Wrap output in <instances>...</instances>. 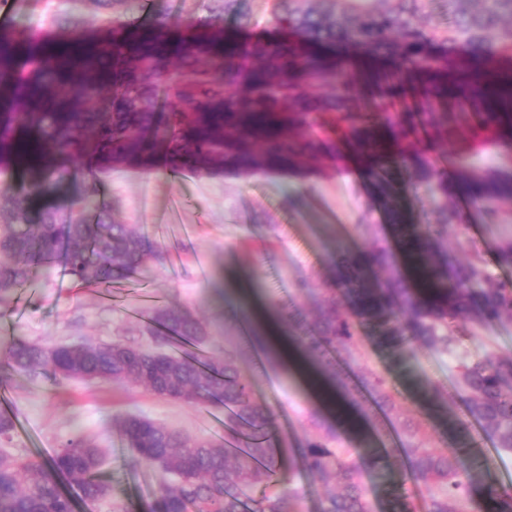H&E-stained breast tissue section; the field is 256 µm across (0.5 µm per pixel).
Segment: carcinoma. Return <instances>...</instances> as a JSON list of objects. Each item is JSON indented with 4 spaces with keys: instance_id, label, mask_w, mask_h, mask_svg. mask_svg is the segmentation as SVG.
<instances>
[{
    "instance_id": "obj_1",
    "label": "carcinoma",
    "mask_w": 512,
    "mask_h": 512,
    "mask_svg": "<svg viewBox=\"0 0 512 512\" xmlns=\"http://www.w3.org/2000/svg\"><path fill=\"white\" fill-rule=\"evenodd\" d=\"M90 3L96 10L112 9V21L86 40L66 35L48 43L27 29L0 36V65L11 63L17 49L59 61L41 84L6 82L0 70L1 101L15 100L17 89L32 91L29 111L0 124V156L12 159L27 181L8 207H0V294L16 292L34 265L59 257L71 279L110 284L134 273L157 249L136 227L112 223L107 204L92 193L72 200L67 210L51 203L73 177L65 156L94 159L100 169L138 167L160 154L174 171L207 172L224 164L262 170L304 155L334 160L337 143L354 149L376 136L379 126L398 144L420 130L445 134L456 112L474 113L477 131L512 139V110L486 106L465 86L450 94L447 84H431L397 96L415 72H467L497 57L502 47L512 50V0H275V28L245 44L232 31L251 25L245 0H224L233 27L209 15L186 35L169 31L167 0H145L147 28L120 20L129 0ZM426 7L438 11L443 26L419 24ZM88 58L100 68L74 79L72 70ZM338 71L347 86L325 94ZM162 91L175 101L164 112L158 109ZM322 112L334 113L337 122L325 124ZM465 172L461 157L447 171L420 151L402 153L396 164L387 155L367 163L372 194L394 215L400 213L399 186L432 187L441 223L410 227L422 288H411L394 269L390 248L370 241L356 253L336 255L313 320L288 308L279 311V326L335 392L352 394L331 354L354 348L361 329L388 350L419 344L454 356L472 335L462 320L473 313L487 322L512 316L511 280L486 275L477 285V268L452 264L439 251L444 225L466 226L469 212L495 222L499 202L512 197V171L470 178ZM461 194L465 208L456 204ZM149 324L147 346L47 345L17 337L0 349V363L24 374L48 369L57 384L107 377L166 399L224 408L225 427L249 435L246 447L192 438L142 415L115 418L130 464L151 463L171 476L149 512H247L248 489L261 490L256 512H300V495L281 466L283 441L272 411L236 364V355L249 351L247 338L235 355L202 360L196 350L209 336L192 311L158 306ZM173 339L184 343L182 352L166 350ZM457 378L469 394L464 416L449 420L457 451L427 448L419 427L401 424L406 465L399 481L418 483L425 493L422 504L402 499L394 512H464L478 476V467L465 470L458 463V453L472 446L470 423L495 440L499 451L512 452V358L492 351L467 354L458 360ZM361 383L379 408L395 407L384 377L367 371ZM309 417L323 434L300 449L301 464L313 478L340 485L318 512H374L363 475L381 461L380 449L365 438V455L354 457L321 408L311 409ZM4 454L0 512H73L64 481L77 486L91 506L112 499V484L100 477L105 454L79 432L50 458ZM482 512H512V493L490 488Z\"/></svg>"
}]
</instances>
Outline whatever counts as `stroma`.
Here are the masks:
<instances>
[{
    "mask_svg": "<svg viewBox=\"0 0 512 512\" xmlns=\"http://www.w3.org/2000/svg\"><path fill=\"white\" fill-rule=\"evenodd\" d=\"M103 24L88 0H8L0 6V31L24 25L51 38L63 28L89 38ZM472 126L470 117H457L445 137L426 135L415 146L443 160L465 155L468 168L480 173L502 168L512 156V145L490 133L473 136ZM70 164L77 172L73 192L96 191L110 204L116 223L144 230L157 242L159 253L126 279L112 282L108 301L102 287L59 278V264L35 267L23 291L0 296V348L18 337L57 344L124 336L144 344L152 306L166 304L198 314L211 336L205 354L220 355L238 347L244 325L243 317L219 298L232 273L247 275L265 311L288 302L309 317L320 302L326 267L337 247L354 250L371 237L389 247L395 244L391 222L372 200L367 183L351 177L339 161L315 164L303 157L291 169L218 168L172 177L122 164L89 176L83 157H71ZM288 190L296 196L291 206L284 202ZM501 209L500 222L476 217L466 228H445L439 240L442 250L456 263L476 266L497 279L512 278V266L498 261L499 247L512 242V199ZM147 293L153 297L149 307L143 302ZM468 326L474 337L465 352L490 349L512 357V317L491 323L475 319ZM457 364L456 358L417 346L393 354L365 333L359 335L354 352L337 353L336 368L351 384H358L369 369L384 375L396 392V406L388 413L368 391L357 395L367 434L379 437L385 447V467L364 473L368 496L381 512H391L395 496L417 502L423 494L421 485L393 478L404 462L396 445L398 423L422 425L429 447L453 451L445 419L462 415L466 398L457 385ZM237 365L256 397L273 411L289 448L282 465L291 472L302 512H316L327 487L302 470L295 454L319 435L308 420L317 404L314 393L285 364H270L265 350L238 357ZM425 379L439 390L431 409L421 406L408 387ZM1 390L11 397L12 416L24 425L8 446L12 454L50 457L77 430L103 449L111 464L104 477L112 483V501L96 512H112L115 502H130L138 512H148L168 481L158 466L129 467V451L113 425L116 416L140 413L193 437L220 441L226 434L223 409L167 400L130 385L80 380L57 385L46 375L30 378L5 368L0 370Z\"/></svg>",
    "mask_w": 512,
    "mask_h": 512,
    "instance_id": "35a3bbf8",
    "label": "stroma"
}]
</instances>
